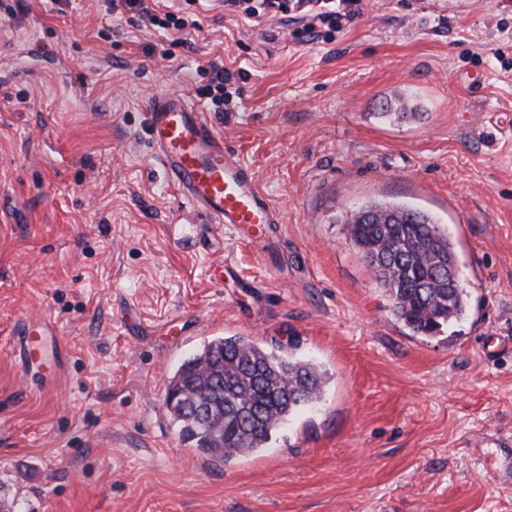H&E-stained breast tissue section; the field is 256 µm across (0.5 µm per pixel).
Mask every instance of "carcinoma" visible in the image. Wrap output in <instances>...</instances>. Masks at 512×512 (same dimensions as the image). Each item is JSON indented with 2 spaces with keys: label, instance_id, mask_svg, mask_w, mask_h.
I'll use <instances>...</instances> for the list:
<instances>
[{
  "label": "carcinoma",
  "instance_id": "cac0c4a2",
  "mask_svg": "<svg viewBox=\"0 0 512 512\" xmlns=\"http://www.w3.org/2000/svg\"><path fill=\"white\" fill-rule=\"evenodd\" d=\"M348 234L388 295L391 314L415 336H433L464 317L466 289L435 275L461 265L455 241L428 213L370 203L350 213ZM325 374L290 352L277 356L243 337L207 342L174 371L167 406L180 437L229 462L267 447L273 432L322 397Z\"/></svg>",
  "mask_w": 512,
  "mask_h": 512
}]
</instances>
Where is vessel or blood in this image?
I'll return each mask as SVG.
<instances>
[{
  "label": "vessel or blood",
  "mask_w": 512,
  "mask_h": 512,
  "mask_svg": "<svg viewBox=\"0 0 512 512\" xmlns=\"http://www.w3.org/2000/svg\"><path fill=\"white\" fill-rule=\"evenodd\" d=\"M155 154L195 209L217 224H274L278 218L248 170L232 160L222 138L182 96L151 95L146 103Z\"/></svg>",
  "instance_id": "b4317fda"
}]
</instances>
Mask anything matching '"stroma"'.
<instances>
[{
    "instance_id": "stroma-1",
    "label": "stroma",
    "mask_w": 512,
    "mask_h": 512,
    "mask_svg": "<svg viewBox=\"0 0 512 512\" xmlns=\"http://www.w3.org/2000/svg\"><path fill=\"white\" fill-rule=\"evenodd\" d=\"M0 512H512V0H364L329 42L219 10L169 58L98 0H0ZM249 77L229 111L208 61ZM182 94L278 223L214 224L171 183L144 103ZM417 107L402 122L386 105ZM385 200L455 236L472 309L413 336L347 234ZM47 319L21 359L17 330ZM242 336L328 375L231 463L182 443L168 381Z\"/></svg>"
}]
</instances>
